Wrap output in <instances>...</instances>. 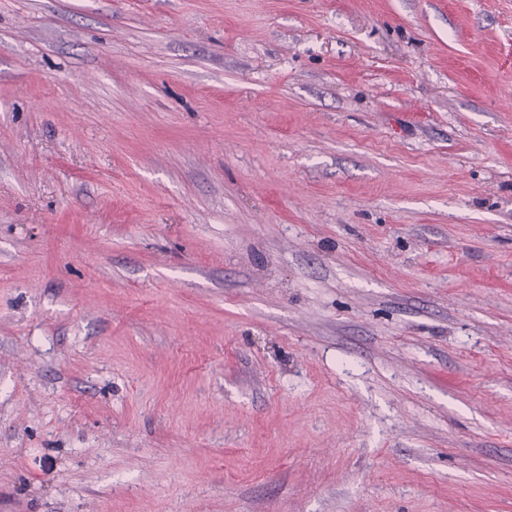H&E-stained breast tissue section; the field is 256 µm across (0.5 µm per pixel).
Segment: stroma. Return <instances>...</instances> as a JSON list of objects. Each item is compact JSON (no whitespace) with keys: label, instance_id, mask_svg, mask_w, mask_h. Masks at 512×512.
Wrapping results in <instances>:
<instances>
[{"label":"stroma","instance_id":"stroma-1","mask_svg":"<svg viewBox=\"0 0 512 512\" xmlns=\"http://www.w3.org/2000/svg\"><path fill=\"white\" fill-rule=\"evenodd\" d=\"M0 512H512V0H0Z\"/></svg>","mask_w":512,"mask_h":512}]
</instances>
